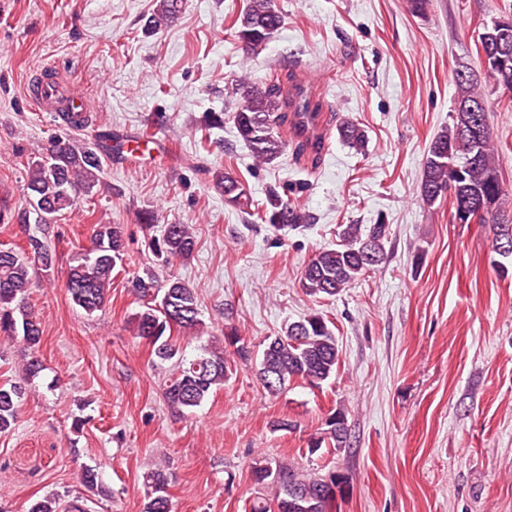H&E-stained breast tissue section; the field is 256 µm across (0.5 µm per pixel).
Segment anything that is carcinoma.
I'll use <instances>...</instances> for the list:
<instances>
[{
  "label": "carcinoma",
  "mask_w": 512,
  "mask_h": 512,
  "mask_svg": "<svg viewBox=\"0 0 512 512\" xmlns=\"http://www.w3.org/2000/svg\"><path fill=\"white\" fill-rule=\"evenodd\" d=\"M184 0H159L149 17L147 29L156 31L168 26L182 11ZM282 23L274 0H249L247 8L236 19L234 36L249 54L261 52L271 35ZM499 58L502 72L512 79V46L501 48L493 37L482 44ZM457 99L484 101L483 91L471 77L455 71ZM243 88L235 103L232 120L237 137L250 149L256 163L271 165L288 148L279 128L288 126V97L279 82L264 88L248 85L247 76L239 79ZM451 123L430 141L420 184V198L434 204L436 190L448 191L452 205L466 199L484 203L478 223L490 225L492 250L497 255L512 257V224L497 221L496 209L503 188L495 161L492 129H487L475 141L464 133L471 113H452ZM340 137L349 147L363 152L365 131L351 121L339 125ZM102 161L97 151L69 138L49 140L38 156L27 162L26 190L28 207L16 213L0 214V220L16 222L24 227L38 226V233L27 238V247L17 250L0 247V338L22 337L30 353H35L41 341L40 323L28 305L27 292L33 276L50 267L38 260L50 253L47 234L82 195L92 192L100 182ZM213 179L224 192L225 200L238 207L248 205L249 198L242 180L230 169L216 170ZM259 219L274 231L299 230L311 223V215L283 199L279 193L268 195L260 206ZM389 225L344 224L339 233L340 243L314 255L305 268L301 286L311 296L332 297L372 267L362 260L367 250L384 260V241ZM195 238L187 224H167L157 238H150L149 248L165 262L189 258ZM126 245L120 227L98 224L92 246L74 260L67 274L66 288L74 305L87 315L103 310L108 302L112 273L123 264ZM133 290L144 301V310L133 318L136 335L148 341L157 358L173 362V373L166 381L164 396L168 403L192 412L202 406L211 392L224 386L231 374L226 346L234 348L241 359L258 360L257 377L262 387L276 395L291 382L301 380L318 387L336 373L339 349L328 320L311 313L299 321L288 322L275 336L267 338L262 350L253 353L233 331L224 334V345L206 344L200 353L189 358L174 336L176 330H192L202 326L201 311L195 291L176 277L160 281L148 273L133 281ZM24 394L20 385L0 384V433L10 431L18 415ZM326 436L311 442V451L322 448L330 439L332 448H344L348 442L345 413L337 410L326 421ZM254 483L275 491L277 506L290 501L288 512H331L336 499L343 496L346 481L331 472L324 477L306 478L278 460L266 459L252 470ZM83 484L92 492L105 494L98 471L87 468L81 473ZM150 488L148 512H171L167 493L169 476L157 469L146 476Z\"/></svg>",
  "instance_id": "cac0c4a2"
}]
</instances>
